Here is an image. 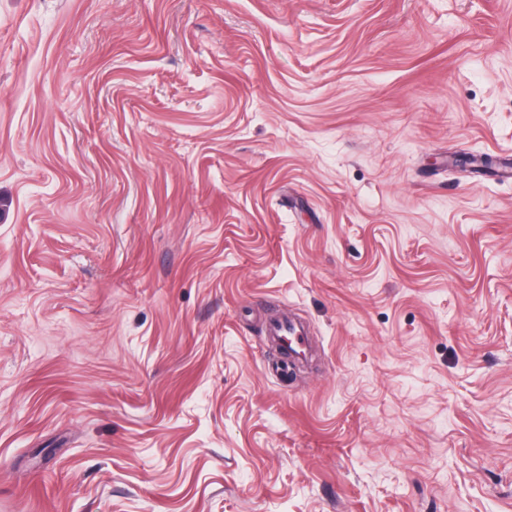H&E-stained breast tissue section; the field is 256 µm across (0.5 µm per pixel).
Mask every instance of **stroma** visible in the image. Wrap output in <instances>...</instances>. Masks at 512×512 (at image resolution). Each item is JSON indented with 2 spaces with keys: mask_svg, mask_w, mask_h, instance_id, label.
Segmentation results:
<instances>
[{
  "mask_svg": "<svg viewBox=\"0 0 512 512\" xmlns=\"http://www.w3.org/2000/svg\"><path fill=\"white\" fill-rule=\"evenodd\" d=\"M0 512H512V0H0ZM267 334L285 342L282 347L290 359L298 361L304 357L306 351L304 332L298 323L288 319L272 322L267 328Z\"/></svg>",
  "mask_w": 512,
  "mask_h": 512,
  "instance_id": "stroma-1",
  "label": "stroma"
}]
</instances>
